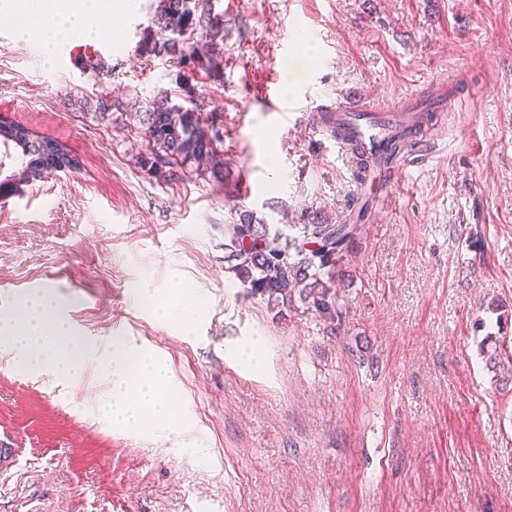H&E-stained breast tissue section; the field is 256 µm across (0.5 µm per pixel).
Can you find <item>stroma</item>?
Listing matches in <instances>:
<instances>
[{
	"label": "stroma",
	"mask_w": 512,
	"mask_h": 512,
	"mask_svg": "<svg viewBox=\"0 0 512 512\" xmlns=\"http://www.w3.org/2000/svg\"><path fill=\"white\" fill-rule=\"evenodd\" d=\"M23 2L0 7V120L78 167L0 191V314L49 293L86 370L24 371L0 338V512H512V384L479 350L512 342V0H208L210 72L150 53L159 0L113 8L96 60L77 36L43 54ZM451 78L390 194L309 128L314 103L386 107ZM161 96L223 127L222 177L144 168L135 115ZM101 99L119 111L96 117ZM355 200L336 320L277 311L229 270L239 211L340 224ZM124 338L175 385L176 419L149 435L107 414L96 353Z\"/></svg>",
	"instance_id": "stroma-1"
}]
</instances>
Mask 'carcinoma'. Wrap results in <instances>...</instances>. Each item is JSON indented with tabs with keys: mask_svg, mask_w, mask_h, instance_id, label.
Wrapping results in <instances>:
<instances>
[{
	"mask_svg": "<svg viewBox=\"0 0 512 512\" xmlns=\"http://www.w3.org/2000/svg\"><path fill=\"white\" fill-rule=\"evenodd\" d=\"M155 23L160 38L153 40L151 51L164 54L179 64L191 62L197 68L216 65L215 41L222 37L220 20L211 15L205 0H160ZM209 34L210 41L195 45L200 32ZM138 128L153 151L146 160L148 170L157 173L166 167L184 166L202 162L211 166L214 174L224 172V159L216 148L224 144L220 129L204 123L195 107L172 105L166 99L154 101L145 111L136 113ZM5 146L20 149V168L11 175L33 182L42 179L50 169L71 163L69 150L58 140L39 137L28 132L22 140L0 136ZM406 134L393 137L384 151L366 161L359 154L360 165H389L404 150ZM299 234L285 236L250 213L239 214L234 224L225 225L228 239L229 269L250 293L267 298V302L291 307L300 300L306 309L333 321L336 316L337 293L334 285L336 263L349 251L362 233L361 224H330L326 220L311 219L298 225ZM487 369L501 384L512 383V352L493 337L485 338L481 347Z\"/></svg>",
	"mask_w": 512,
	"mask_h": 512,
	"instance_id": "carcinoma-1",
	"label": "carcinoma"
}]
</instances>
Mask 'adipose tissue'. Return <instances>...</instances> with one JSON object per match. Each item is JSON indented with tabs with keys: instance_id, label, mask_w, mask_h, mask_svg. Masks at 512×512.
<instances>
[{
	"instance_id": "obj_1",
	"label": "adipose tissue",
	"mask_w": 512,
	"mask_h": 512,
	"mask_svg": "<svg viewBox=\"0 0 512 512\" xmlns=\"http://www.w3.org/2000/svg\"><path fill=\"white\" fill-rule=\"evenodd\" d=\"M88 12L80 6L59 10L37 35L41 51L57 37L90 36ZM0 335L27 348L19 365L30 371L52 367L57 376H81L83 359L68 327L59 318L50 297L24 301L12 314L0 316ZM99 361L111 381L110 415L114 424L132 429H152L168 424L174 415L167 394L171 381L164 364L141 346L126 342L103 352Z\"/></svg>"
}]
</instances>
